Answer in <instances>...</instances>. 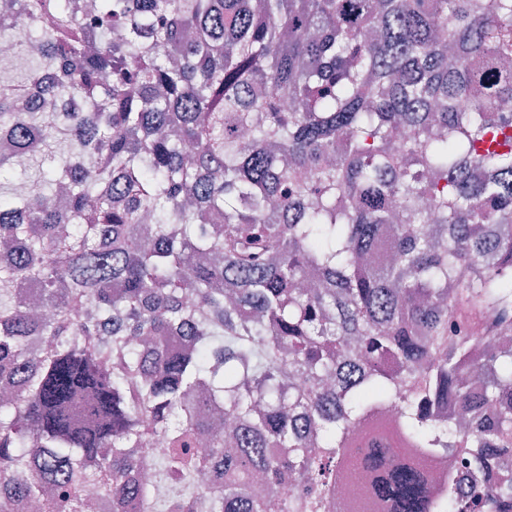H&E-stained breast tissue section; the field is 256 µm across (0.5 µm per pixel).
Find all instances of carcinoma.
<instances>
[{"label": "carcinoma", "instance_id": "carcinoma-1", "mask_svg": "<svg viewBox=\"0 0 512 512\" xmlns=\"http://www.w3.org/2000/svg\"><path fill=\"white\" fill-rule=\"evenodd\" d=\"M1 39L42 62L0 80L3 507L512 512V0H0Z\"/></svg>", "mask_w": 512, "mask_h": 512}]
</instances>
